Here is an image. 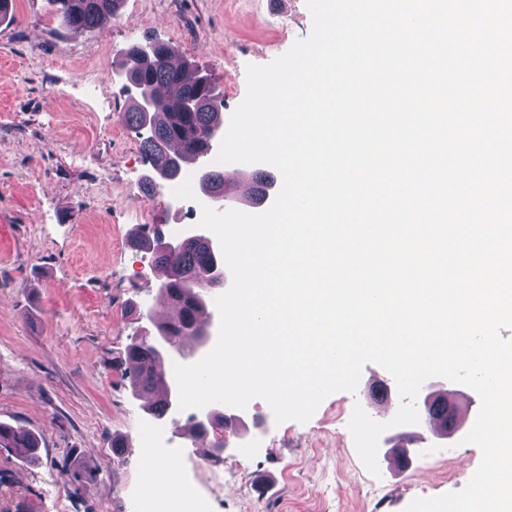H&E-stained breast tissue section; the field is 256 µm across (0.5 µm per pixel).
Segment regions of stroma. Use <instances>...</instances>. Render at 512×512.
<instances>
[{
    "mask_svg": "<svg viewBox=\"0 0 512 512\" xmlns=\"http://www.w3.org/2000/svg\"><path fill=\"white\" fill-rule=\"evenodd\" d=\"M311 26L306 0H121L75 38L47 0H11L0 19V423L38 448H0V512H142L152 434L196 512H405L461 490L479 466L477 446L430 437L409 470L390 471L382 452L372 476L348 423L357 405L377 414L374 388L389 374L373 363L355 393L327 396L305 423H276L252 399L231 453L209 470L188 414L153 433L131 388L125 348L163 313L161 277L131 240L179 235L199 220L202 193H146L149 167L124 120L131 101L114 77L120 53L148 37L176 46L228 116L246 95L247 65L269 64Z\"/></svg>",
    "mask_w": 512,
    "mask_h": 512,
    "instance_id": "1",
    "label": "stroma"
}]
</instances>
